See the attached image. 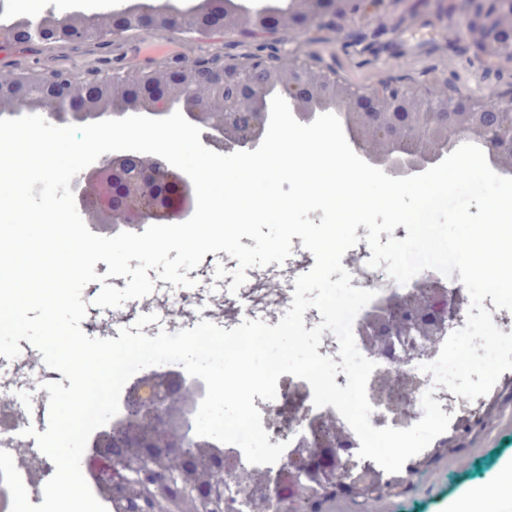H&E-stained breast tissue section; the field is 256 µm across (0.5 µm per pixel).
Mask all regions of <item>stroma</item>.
Returning a JSON list of instances; mask_svg holds the SVG:
<instances>
[{
	"mask_svg": "<svg viewBox=\"0 0 512 512\" xmlns=\"http://www.w3.org/2000/svg\"><path fill=\"white\" fill-rule=\"evenodd\" d=\"M409 0H383L375 20L391 24L397 18L405 23L395 39L393 49L383 52L362 51L344 46L342 33L336 29L312 30L303 34L288 28L279 32L276 51L279 57L303 56L334 69L344 81L372 86L395 79L421 87L444 82L457 92L495 100L512 91V66L491 58L473 57L467 49L469 36L460 17H446L437 8H430L429 18L407 19ZM240 59L246 53L238 46L234 35L217 34L208 39H194L185 34L129 32L111 39L108 53H101L97 41H90L74 50L66 45H16L0 41V68L19 60L35 72L60 70L73 74L113 69L155 68L175 56L209 55L214 51ZM235 269L236 259L226 252L206 254L199 266L189 271L195 287L176 288L166 281H156L150 295L126 302L118 308H99L93 301L100 286L88 284L82 299L87 302V314L81 323L83 331L95 338H118L121 328L135 324L144 314L153 313L157 322L144 326L143 332L156 336L159 330L174 333L188 328L184 319H171L160 309L162 302L188 300L210 310L212 302L223 301L246 310L248 318L260 319L269 325L278 324L287 310L286 305L268 299L265 308L255 307L248 288L230 292V278L215 279L217 264ZM21 353L9 360L0 356V377L14 375L25 368L34 385L18 383L7 394L17 422L0 425V449L19 455L28 440L22 432L27 426L45 431L48 413L43 407L41 382L59 381L63 375L48 368L42 355L27 340H20ZM512 468V402L496 405L491 422L481 431L471 434L465 448L439 454L422 465L404 485L391 486L379 500H367L348 493L338 494L321 504L318 512H451L459 499L481 493L495 485L503 470Z\"/></svg>",
	"mask_w": 512,
	"mask_h": 512,
	"instance_id": "obj_1",
	"label": "stroma"
}]
</instances>
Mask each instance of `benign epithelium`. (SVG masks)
<instances>
[{
    "instance_id": "benign-epithelium-1",
    "label": "benign epithelium",
    "mask_w": 512,
    "mask_h": 512,
    "mask_svg": "<svg viewBox=\"0 0 512 512\" xmlns=\"http://www.w3.org/2000/svg\"><path fill=\"white\" fill-rule=\"evenodd\" d=\"M372 0H287L274 10L262 5L227 11L217 0H198L188 8L160 15L159 0H124L109 13L75 12L89 39L150 29L197 38L230 31L243 39L272 35L288 27L305 29L321 21L365 14ZM473 37L475 54L512 63V0H454ZM70 15L18 18L0 2V36L28 44L72 39ZM272 87L288 96L294 117L303 124L330 111L335 101L345 117L348 143L369 164L391 177H405L439 163L461 139H478L501 174L512 175L502 159L512 157V96L496 102L445 95L383 82L373 87L341 81L316 61H295L283 68L259 49L246 60L205 56L162 69H141L133 76L115 69L87 76L68 72H14L0 87V99H28L14 117L39 114L57 125L72 117L92 123L145 111L166 117L179 111L203 129L205 145L235 152L254 150L270 117ZM222 91L221 103L205 95ZM384 149L372 153V138ZM79 214L87 224L110 226L174 224L190 218L196 206L190 179L164 159L132 151L104 154L70 184ZM461 285L445 284L432 273L393 293L381 308L367 311L357 337L367 354L385 361L373 374L369 398L387 421L406 425L415 417L412 389L420 380L408 371L433 352L448 330L461 326L469 309ZM204 396L188 375L151 371L133 383L109 425L93 435L86 451L89 486L107 512H224L231 500L260 499L265 512H288L307 486L334 492L349 489L353 434L333 412H318L301 381L290 384L283 406L259 404L283 441L295 438L274 468L257 469L224 456V449L195 433L193 413Z\"/></svg>"
}]
</instances>
